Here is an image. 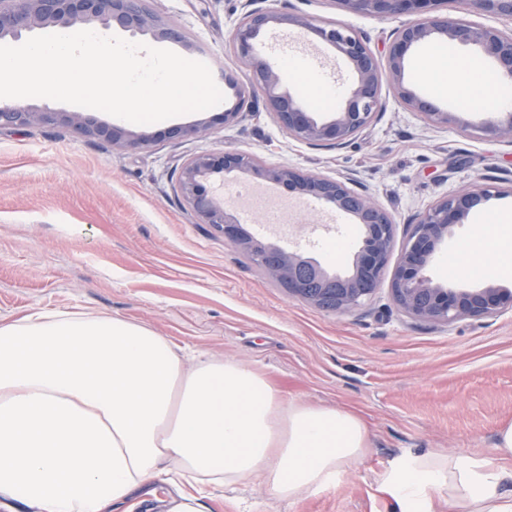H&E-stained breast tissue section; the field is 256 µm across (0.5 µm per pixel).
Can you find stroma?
<instances>
[{
    "mask_svg": "<svg viewBox=\"0 0 512 512\" xmlns=\"http://www.w3.org/2000/svg\"><path fill=\"white\" fill-rule=\"evenodd\" d=\"M149 10L184 38L156 40L116 26L107 36L168 49L193 58L209 51L227 80L224 101L210 109L152 124H134L91 108L82 114L145 138L126 149L76 135L62 123L0 129V322L35 310L102 312L144 324L176 347L199 356L229 357L260 370L286 397L346 407L365 419L371 452L363 466L336 486L278 500L249 484L210 488L202 512H390L379 478L408 452L442 448L491 454L499 427L512 421V309L450 324L414 319L391 295L392 271L377 292L339 315L289 297L234 244L200 223L178 190L183 163L202 152L245 151L262 165L290 167L345 183L371 197L396 226L403 245L409 226L445 196L473 186L490 197L454 225L426 269L451 288L488 285L512 290V271L494 264L457 277L462 240L499 215H512V140L490 139L478 127L491 119L466 98L435 96L418 73L436 53L487 66L477 48L427 40L409 55L404 80L417 94L452 113L434 125L382 87L373 121L340 146L296 141L267 112L262 97L232 125L220 119L248 86L250 72L231 50L235 26L248 10H272L313 21L336 19L385 61L396 32L412 16L347 13L329 0H145ZM262 53L281 86L305 96L295 60L316 56L315 87L328 104L320 118L341 109L354 82L336 50L288 23L266 29ZM209 127L206 137L171 138L174 126ZM207 190L222 196L252 236L349 272L362 245L354 214L327 222L293 207L295 193L242 172L213 175ZM176 486L158 479L106 512H162Z\"/></svg>",
    "mask_w": 512,
    "mask_h": 512,
    "instance_id": "obj_1",
    "label": "stroma"
}]
</instances>
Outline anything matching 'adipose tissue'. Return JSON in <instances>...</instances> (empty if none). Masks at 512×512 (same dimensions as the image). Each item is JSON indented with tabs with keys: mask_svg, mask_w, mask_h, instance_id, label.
I'll return each mask as SVG.
<instances>
[{
	"mask_svg": "<svg viewBox=\"0 0 512 512\" xmlns=\"http://www.w3.org/2000/svg\"><path fill=\"white\" fill-rule=\"evenodd\" d=\"M448 92L478 108L511 99L512 83L461 61ZM460 253L508 267L512 240L485 230ZM370 448L358 413L287 399L233 359L185 364L142 324L43 311L0 323V498L32 512H104L163 474L290 500L342 482ZM380 488L395 512H512V421L494 453H406Z\"/></svg>",
	"mask_w": 512,
	"mask_h": 512,
	"instance_id": "ef3b65f1",
	"label": "adipose tissue"
}]
</instances>
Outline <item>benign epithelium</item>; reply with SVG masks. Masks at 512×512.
<instances>
[{"instance_id": "7a95c632", "label": "benign epithelium", "mask_w": 512, "mask_h": 512, "mask_svg": "<svg viewBox=\"0 0 512 512\" xmlns=\"http://www.w3.org/2000/svg\"><path fill=\"white\" fill-rule=\"evenodd\" d=\"M341 10L387 15L415 14L421 20L396 32L384 65H379L366 42L342 23L314 24L304 17L291 18L273 11L246 12L235 27L232 49L251 72L250 86L237 91L236 104L224 111V124L236 123L250 107V98L262 95L267 112L290 137L307 144L341 145L366 127L381 109V88L388 84L411 111L419 112L435 125L451 121L450 113L416 95L404 84L405 63L410 51L433 35L450 41L470 43L493 63L494 75L512 81V33L452 18L442 12L447 0H331ZM474 13H496L512 17V0H465ZM293 23L333 47L356 63L357 83L344 108L328 120L312 117L306 102L280 90L279 72L257 48L259 34L275 23ZM116 25L124 30L151 33L159 39H183L180 30L148 12L141 0H0V37L17 39L23 33L49 25ZM62 121L80 136L110 139L115 145L139 148L144 140L107 124L92 125L77 112H51L35 107L0 104V129ZM479 131L493 138L512 137V113L484 122ZM249 171L256 178L280 184L301 195H315L324 203L343 209L352 206L367 236L356 262V272L346 279L330 277L319 265L296 252H282L280 261L264 266L266 273L282 285L288 295L318 305L307 292L306 279L335 285L330 310L346 314L369 300L381 284L390 259L395 224L369 198L352 192L344 183L290 168H267L247 152L198 153L183 164L179 191L191 210L224 239L241 249L255 241L245 236L242 225L224 207V201L210 194L204 182L214 173ZM490 189L477 187L446 196L421 213L408 233L392 277L391 292L396 305L407 315L436 323H451L462 317H490L506 304L512 305V291L501 288H447L424 275L438 246L450 228L459 224L469 210Z\"/></svg>"}]
</instances>
